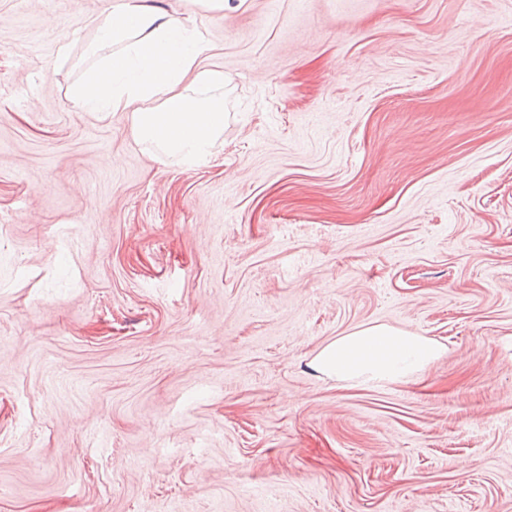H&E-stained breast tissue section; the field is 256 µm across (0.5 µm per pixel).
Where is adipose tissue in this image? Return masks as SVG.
I'll list each match as a JSON object with an SVG mask.
<instances>
[{"instance_id": "ef3b65f1", "label": "adipose tissue", "mask_w": 512, "mask_h": 512, "mask_svg": "<svg viewBox=\"0 0 512 512\" xmlns=\"http://www.w3.org/2000/svg\"><path fill=\"white\" fill-rule=\"evenodd\" d=\"M92 24L82 74L69 89L72 106L129 113L135 141L152 145L158 158L207 161L226 115L223 69L199 64L209 48L206 30L155 0H119ZM442 353L428 337L375 324L336 337L311 365L339 381L397 384L423 373Z\"/></svg>"}]
</instances>
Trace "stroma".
I'll return each mask as SVG.
<instances>
[{"instance_id": "obj_1", "label": "stroma", "mask_w": 512, "mask_h": 512, "mask_svg": "<svg viewBox=\"0 0 512 512\" xmlns=\"http://www.w3.org/2000/svg\"><path fill=\"white\" fill-rule=\"evenodd\" d=\"M160 4L199 165L71 107L101 0H0V512H512V0ZM372 324L444 353L311 368ZM436 341L386 324L355 329L323 346L311 365L337 381L385 385L407 383L439 359Z\"/></svg>"}]
</instances>
